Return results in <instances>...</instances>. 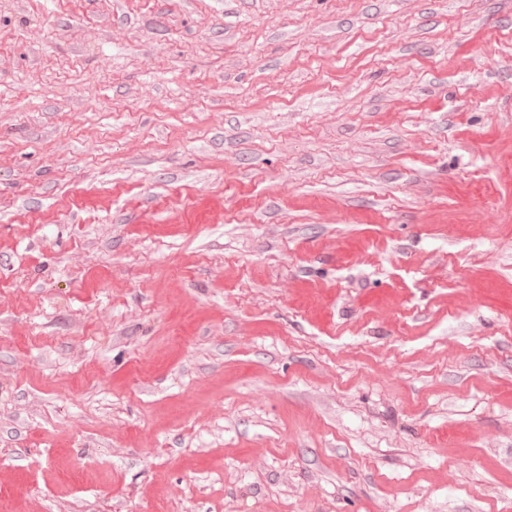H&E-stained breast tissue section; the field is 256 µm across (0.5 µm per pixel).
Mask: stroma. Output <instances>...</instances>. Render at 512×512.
<instances>
[{
	"label": "stroma",
	"instance_id": "35a3bbf8",
	"mask_svg": "<svg viewBox=\"0 0 512 512\" xmlns=\"http://www.w3.org/2000/svg\"><path fill=\"white\" fill-rule=\"evenodd\" d=\"M0 512H512V0H0Z\"/></svg>",
	"mask_w": 512,
	"mask_h": 512
}]
</instances>
